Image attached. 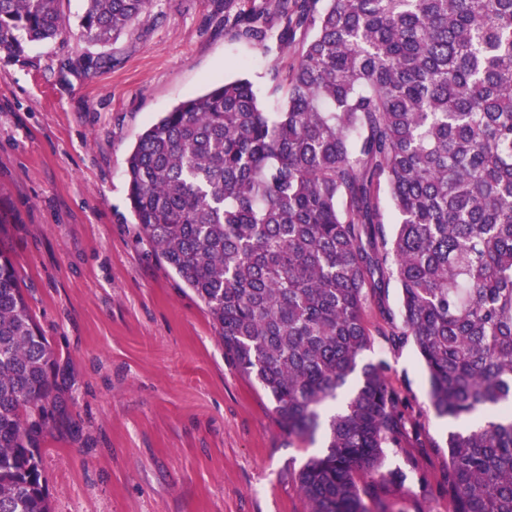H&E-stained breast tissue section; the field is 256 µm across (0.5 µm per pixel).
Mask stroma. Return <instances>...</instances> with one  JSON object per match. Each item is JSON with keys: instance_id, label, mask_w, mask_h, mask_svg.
I'll return each instance as SVG.
<instances>
[{"instance_id": "35a3bbf8", "label": "stroma", "mask_w": 512, "mask_h": 512, "mask_svg": "<svg viewBox=\"0 0 512 512\" xmlns=\"http://www.w3.org/2000/svg\"><path fill=\"white\" fill-rule=\"evenodd\" d=\"M67 31L0 49V212L64 399L41 445L53 512H307L295 480L319 446L289 438L240 372L204 305L130 211L125 160L164 112L249 79L267 112L283 33L277 0H155L107 45ZM254 18L259 38L242 34ZM107 55L100 69L81 61ZM366 357L406 398L400 512H448L453 420L437 417L413 342L375 335Z\"/></svg>"}]
</instances>
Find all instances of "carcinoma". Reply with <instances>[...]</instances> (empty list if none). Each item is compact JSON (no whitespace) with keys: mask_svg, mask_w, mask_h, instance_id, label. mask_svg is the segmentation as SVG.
<instances>
[{"mask_svg":"<svg viewBox=\"0 0 512 512\" xmlns=\"http://www.w3.org/2000/svg\"><path fill=\"white\" fill-rule=\"evenodd\" d=\"M153 0H84L108 44ZM309 36L272 71L184 100L126 158L130 208L208 308L288 436L324 446L295 480L308 512H370L404 397L366 302L390 283L448 435L449 512H512V0H278ZM63 0H0V48L63 32ZM395 220L384 221L382 197ZM55 353L0 239V512H50L40 440Z\"/></svg>","mask_w":512,"mask_h":512,"instance_id":"obj_1","label":"carcinoma"}]
</instances>
